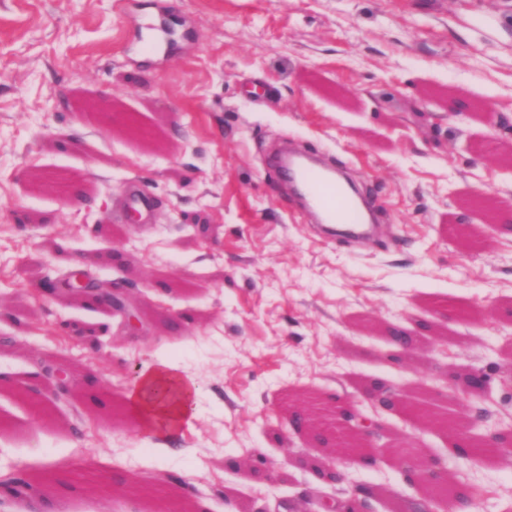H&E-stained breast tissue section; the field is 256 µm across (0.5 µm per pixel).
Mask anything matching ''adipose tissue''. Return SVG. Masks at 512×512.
<instances>
[{"instance_id": "adipose-tissue-1", "label": "adipose tissue", "mask_w": 512, "mask_h": 512, "mask_svg": "<svg viewBox=\"0 0 512 512\" xmlns=\"http://www.w3.org/2000/svg\"><path fill=\"white\" fill-rule=\"evenodd\" d=\"M197 385L169 361L145 365L126 394L142 433L173 437L193 416Z\"/></svg>"}]
</instances>
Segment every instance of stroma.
Wrapping results in <instances>:
<instances>
[{
  "instance_id": "obj_1",
  "label": "stroma",
  "mask_w": 512,
  "mask_h": 512,
  "mask_svg": "<svg viewBox=\"0 0 512 512\" xmlns=\"http://www.w3.org/2000/svg\"><path fill=\"white\" fill-rule=\"evenodd\" d=\"M140 16L170 22L165 56L142 52ZM77 89L124 110L77 115ZM452 96L469 113L449 115ZM286 139L366 182L381 240L324 237L285 189H267L269 152ZM508 145L512 0H0V474L38 485L7 512H34L51 465L73 463L62 512H318L358 484L385 489L378 512H408L422 493L393 452L413 439L471 487L472 512H512L510 454L471 465L455 435L386 412L376 463H347L330 487L283 425L296 396L368 414L360 382L433 389L469 369L492 378L489 398L463 404L478 432L512 425V232L460 208L478 194L512 206V166L492 159ZM38 172L77 175L92 203L33 188ZM136 187L151 207L132 224ZM78 262L103 284L128 278L135 328L34 295ZM146 274L184 285L147 288ZM156 310L185 315L184 329H160ZM367 318L411 330L439 318L450 343L392 365L390 340L358 329ZM70 322L110 335L98 349ZM156 359L198 384L167 454L125 404ZM60 366L97 386L34 412L16 385ZM257 457L279 483L249 476Z\"/></svg>"
}]
</instances>
